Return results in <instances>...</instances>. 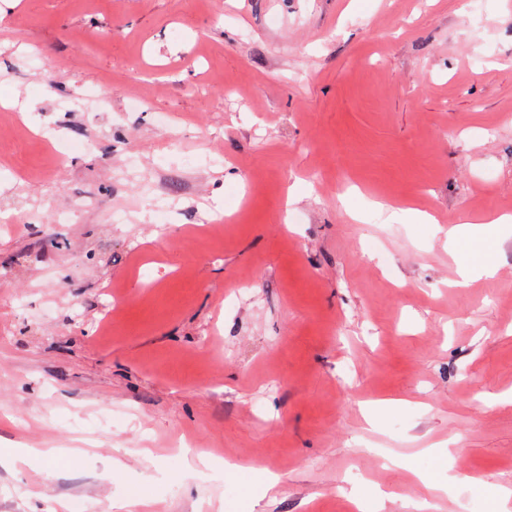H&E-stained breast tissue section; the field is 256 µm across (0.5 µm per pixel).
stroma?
Listing matches in <instances>:
<instances>
[{
    "mask_svg": "<svg viewBox=\"0 0 512 512\" xmlns=\"http://www.w3.org/2000/svg\"><path fill=\"white\" fill-rule=\"evenodd\" d=\"M481 2L0 0V455L52 451L0 512H512V0ZM467 218L496 274L461 286Z\"/></svg>",
    "mask_w": 512,
    "mask_h": 512,
    "instance_id": "obj_1",
    "label": "stroma"
}]
</instances>
